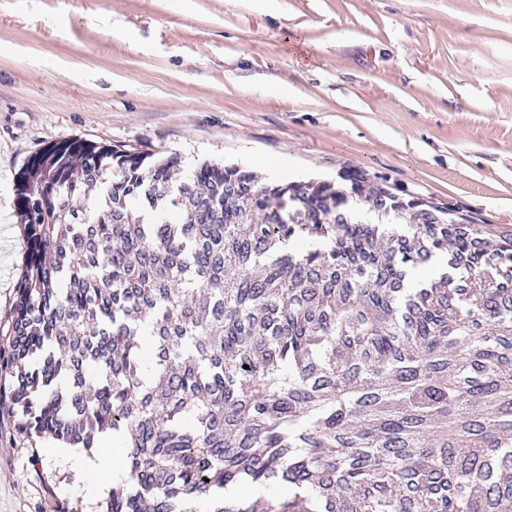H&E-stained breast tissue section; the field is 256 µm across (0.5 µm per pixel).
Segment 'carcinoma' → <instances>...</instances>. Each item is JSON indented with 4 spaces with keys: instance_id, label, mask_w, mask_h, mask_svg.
Masks as SVG:
<instances>
[{
    "instance_id": "cac0c4a2",
    "label": "carcinoma",
    "mask_w": 512,
    "mask_h": 512,
    "mask_svg": "<svg viewBox=\"0 0 512 512\" xmlns=\"http://www.w3.org/2000/svg\"><path fill=\"white\" fill-rule=\"evenodd\" d=\"M180 162L72 140L21 172L20 432L120 438L100 512H512V233L384 181L359 219L358 169Z\"/></svg>"
}]
</instances>
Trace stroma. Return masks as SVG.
Returning a JSON list of instances; mask_svg holds the SVG:
<instances>
[{
	"label": "stroma",
	"mask_w": 512,
	"mask_h": 512,
	"mask_svg": "<svg viewBox=\"0 0 512 512\" xmlns=\"http://www.w3.org/2000/svg\"><path fill=\"white\" fill-rule=\"evenodd\" d=\"M80 139L293 181L354 167L512 229V0H0V206ZM0 259L10 320L26 237ZM0 408V512H96L112 486Z\"/></svg>",
	"instance_id": "35a3bbf8"
}]
</instances>
